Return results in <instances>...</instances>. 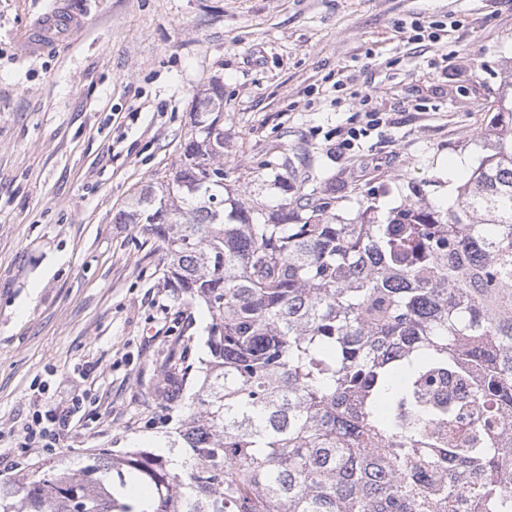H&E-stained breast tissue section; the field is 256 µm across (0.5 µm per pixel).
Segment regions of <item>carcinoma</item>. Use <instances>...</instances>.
Masks as SVG:
<instances>
[{"instance_id": "obj_1", "label": "carcinoma", "mask_w": 512, "mask_h": 512, "mask_svg": "<svg viewBox=\"0 0 512 512\" xmlns=\"http://www.w3.org/2000/svg\"><path fill=\"white\" fill-rule=\"evenodd\" d=\"M224 85L198 102L146 224L210 358L166 451L99 448L0 481V512H512V112L443 211L351 224L301 189L224 197ZM448 387V399L434 396Z\"/></svg>"}]
</instances>
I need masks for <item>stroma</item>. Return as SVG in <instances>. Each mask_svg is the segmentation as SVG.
<instances>
[{
    "label": "stroma",
    "instance_id": "1",
    "mask_svg": "<svg viewBox=\"0 0 512 512\" xmlns=\"http://www.w3.org/2000/svg\"><path fill=\"white\" fill-rule=\"evenodd\" d=\"M52 2L0 0V478L17 480L158 448L181 415L168 370L208 358L211 318L174 301L158 241L113 218L172 177L211 81L226 185L277 205L264 163L284 154L288 188L334 194L342 222L370 204L446 209L492 102L512 103V0H69L82 31L22 57ZM416 19L436 42L411 41ZM368 107L385 115L371 128ZM70 406L58 447H24L33 411Z\"/></svg>",
    "mask_w": 512,
    "mask_h": 512
}]
</instances>
